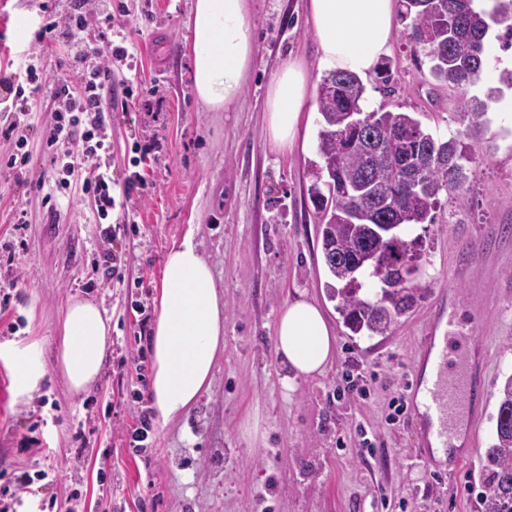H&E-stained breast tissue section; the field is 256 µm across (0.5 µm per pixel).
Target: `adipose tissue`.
Here are the masks:
<instances>
[{
	"instance_id": "ef3b65f1",
	"label": "adipose tissue",
	"mask_w": 512,
	"mask_h": 512,
	"mask_svg": "<svg viewBox=\"0 0 512 512\" xmlns=\"http://www.w3.org/2000/svg\"><path fill=\"white\" fill-rule=\"evenodd\" d=\"M400 10V0H305L316 64L290 57L270 79L265 136L271 148L288 152L306 141L313 72L366 77L377 70L392 49ZM191 31L197 99L213 112L234 111L255 55L250 0H194ZM150 340L151 406L162 428L186 415L210 389L215 359L224 347V301L192 235L173 243L165 256ZM111 343V328L99 306L72 300L59 327L56 362L73 393L96 382ZM275 352L284 389L326 371L336 354V337L316 300L301 294L282 306Z\"/></svg>"
}]
</instances>
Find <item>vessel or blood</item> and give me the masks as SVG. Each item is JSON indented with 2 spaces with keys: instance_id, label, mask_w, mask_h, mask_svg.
<instances>
[{
  "instance_id": "vessel-or-blood-1",
  "label": "vessel or blood",
  "mask_w": 512,
  "mask_h": 512,
  "mask_svg": "<svg viewBox=\"0 0 512 512\" xmlns=\"http://www.w3.org/2000/svg\"><path fill=\"white\" fill-rule=\"evenodd\" d=\"M436 354L426 382L410 384L409 402L412 411L426 418V432L439 447H448V421L458 397H468L472 410L483 408L488 390L474 376L471 360L460 362L456 368L448 366V340L440 338L435 345Z\"/></svg>"
}]
</instances>
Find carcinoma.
<instances>
[{
    "instance_id": "cac0c4a2",
    "label": "carcinoma",
    "mask_w": 512,
    "mask_h": 512,
    "mask_svg": "<svg viewBox=\"0 0 512 512\" xmlns=\"http://www.w3.org/2000/svg\"><path fill=\"white\" fill-rule=\"evenodd\" d=\"M408 42L430 63L439 83L465 87L479 80L485 40L494 25L512 46V0L489 10L474 0H404ZM360 78L333 72L322 79L317 107L322 164L310 187L319 214L322 252L346 325L355 334L382 335L421 295L423 257L412 224H433L437 213L466 210L471 152L461 136L487 124V103L476 97L458 105L462 130L448 138L426 131L408 112L362 109ZM483 512H512V377L501 391L496 437L484 459Z\"/></svg>"
}]
</instances>
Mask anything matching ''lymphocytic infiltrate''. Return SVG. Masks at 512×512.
<instances>
[{
    "mask_svg": "<svg viewBox=\"0 0 512 512\" xmlns=\"http://www.w3.org/2000/svg\"><path fill=\"white\" fill-rule=\"evenodd\" d=\"M112 13L109 0H71L64 22L45 19L39 37H52L83 45L72 74L59 80L53 92L56 108L53 118L43 132L45 149L62 161L64 177L55 192L45 194L44 204H55L58 194H67L73 184L94 199L96 221H106L112 212V171L109 166L96 165L82 182H75V165L80 158L97 157L106 150L102 134L107 113L115 112L112 95V62L128 59L126 48L113 45ZM43 65L40 56H30L25 66L17 68L10 77L0 79V96L10 99L15 114L25 116L32 110L43 86Z\"/></svg>",
    "mask_w": 512,
    "mask_h": 512,
    "instance_id": "obj_1",
    "label": "lymphocytic infiltrate"
}]
</instances>
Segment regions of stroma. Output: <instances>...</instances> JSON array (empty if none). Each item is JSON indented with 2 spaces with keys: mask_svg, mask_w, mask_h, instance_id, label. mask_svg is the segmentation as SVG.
Instances as JSON below:
<instances>
[{
  "mask_svg": "<svg viewBox=\"0 0 512 512\" xmlns=\"http://www.w3.org/2000/svg\"><path fill=\"white\" fill-rule=\"evenodd\" d=\"M113 25L133 56L112 81L129 86V112H115L100 162L112 168V241L95 224L92 198L42 203L55 178L42 132L52 120V93L68 76L70 47H46L48 77L19 132L28 165L0 171V283L10 284L0 311V498L10 512H482L485 451L495 437L499 394L512 376V70L504 27L485 43V69L460 89L436 82L424 54L411 51L399 22L387 58L393 81L365 83L364 111L414 113L424 129L456 134L461 99L500 87L488 124L467 143L476 158L463 223L440 212L436 223L413 225L422 236V296L381 336L353 334L331 299L318 217L310 195L309 162L318 158L320 115L312 113L306 148L278 153L265 140V88L287 56L315 60L304 0H253L256 57L238 93L236 111L212 112L192 90V0H122ZM50 7L64 17L68 0H0V63L21 62ZM140 170L144 194L124 196L125 177ZM23 229H16L18 217ZM193 232L224 297V349L210 389L184 417L153 428L144 447L130 445L140 412L150 411L151 326L164 258ZM115 272L100 269L103 252ZM314 298L336 335V357L320 377L280 385L275 323L298 294ZM102 309L112 346L100 378L73 394L56 367L58 327L70 298ZM475 332L485 352L488 399L478 418L461 414L449 432L471 430L473 459L453 475L425 473L430 442L412 414L385 417L397 392L424 363L428 337L449 323ZM38 343L47 374L21 389L10 359ZM378 374L370 395L335 398L349 359ZM259 415L263 436L244 427ZM377 440L358 458L360 431ZM347 446L338 449L336 441ZM47 479H37L38 471ZM29 472V488L15 477Z\"/></svg>",
  "mask_w": 512,
  "mask_h": 512,
  "instance_id": "35a3bbf8",
  "label": "stroma"
}]
</instances>
